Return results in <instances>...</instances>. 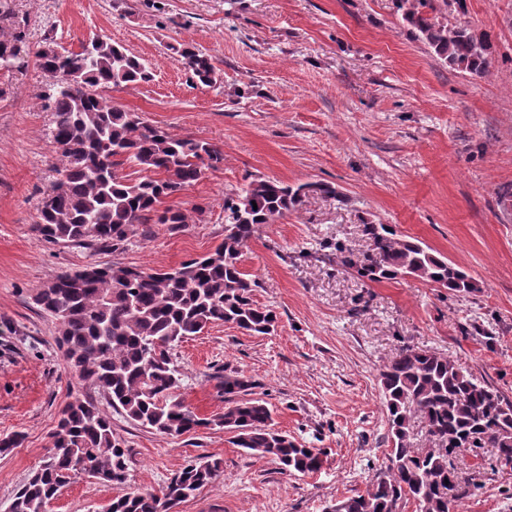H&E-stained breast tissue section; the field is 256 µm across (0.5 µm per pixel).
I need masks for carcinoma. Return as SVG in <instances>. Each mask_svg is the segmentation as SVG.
<instances>
[{
    "mask_svg": "<svg viewBox=\"0 0 512 512\" xmlns=\"http://www.w3.org/2000/svg\"><path fill=\"white\" fill-rule=\"evenodd\" d=\"M410 33L448 65L482 75L491 44L465 25L453 28L429 16L430 0H396ZM191 78L209 85L216 66L191 44L177 49ZM47 77L44 95L54 115L53 142L66 161L61 178L42 202L33 225L49 244L85 245L119 251L137 224L177 229L189 213L165 199L194 186L204 170L224 164V152L203 140L178 136L136 112L112 105L104 92L151 80L150 67L106 37L78 52H60L49 41L33 49L11 0H0V70L23 71L30 58ZM131 173H124V169ZM309 191L337 197L328 183L290 186L257 177L224 197V240L202 256L166 270L94 264L64 271L35 290L33 303L58 323L67 368L105 397L109 407L159 433L179 436L216 426L251 455L270 457L285 473L309 475L322 468L319 448H307L273 427L267 402L253 396L257 382L244 371L224 367L218 387L224 412L198 416L175 394L181 373L172 350L206 326L223 322L249 336L268 335L277 312L253 300L258 281L241 267L243 248L261 224H272L302 202ZM370 252L344 254L341 263L371 282L415 277L454 292L474 282L448 259L389 224H365ZM380 384L390 429L385 469L368 489L326 505L324 512H400L412 502L418 512H455L467 494L454 459L495 449L512 462V403L498 390L458 367L449 357L414 346L402 347L384 366ZM418 419L436 448L411 447L412 419ZM131 459L112 432L110 413L77 397L59 417L54 448L18 490L9 512H46L58 491L85 464L91 477L121 487ZM217 461L183 467L158 492H125L108 512H172L209 484Z\"/></svg>",
    "mask_w": 512,
    "mask_h": 512,
    "instance_id": "cac0c4a2",
    "label": "carcinoma"
}]
</instances>
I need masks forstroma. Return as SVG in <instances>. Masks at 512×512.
<instances>
[{
    "instance_id": "stroma-1",
    "label": "stroma",
    "mask_w": 512,
    "mask_h": 512,
    "mask_svg": "<svg viewBox=\"0 0 512 512\" xmlns=\"http://www.w3.org/2000/svg\"><path fill=\"white\" fill-rule=\"evenodd\" d=\"M434 14L492 45L481 76L449 66L403 25L395 0H12L31 45L53 38L77 51L96 35L145 60L150 82L109 89L108 100L180 136L207 141L224 164L168 198L191 214L178 229L135 226L124 247L100 252L39 241L38 208L64 161L36 66L0 71V512L53 447L61 409L97 392L68 371L55 320L33 304L64 271L118 262L162 269L204 254L224 237V197L256 177L327 182L260 225L242 266L254 299L275 309L274 334L216 323L174 350L181 399L199 416L224 411L225 366L258 381L274 426L323 449L314 475L293 476L247 454L223 428L169 436L112 415L131 450L125 485L156 491L187 463L216 460L212 483L173 512H324L362 491L387 463L388 421L379 384L402 346L429 349L512 402V0H465ZM211 55L215 84L192 81L173 51ZM366 224H389L444 255L477 285L453 293L405 277L373 283L345 271L337 247L363 254ZM471 485L457 512H512V463L465 455ZM114 490L79 475L46 512H106Z\"/></svg>"
}]
</instances>
